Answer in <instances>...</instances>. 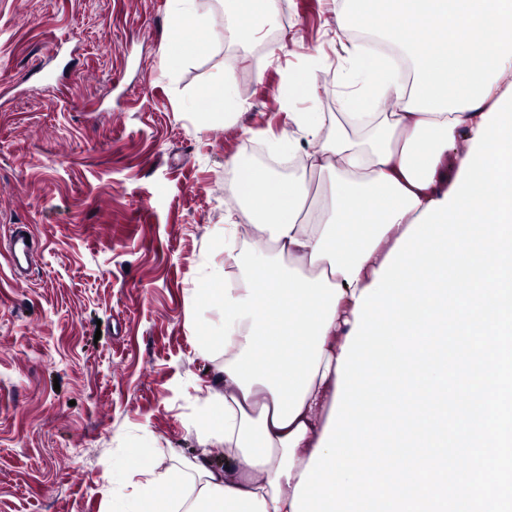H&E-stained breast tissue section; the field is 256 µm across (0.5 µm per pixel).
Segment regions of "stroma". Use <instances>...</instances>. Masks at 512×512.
<instances>
[{"mask_svg":"<svg viewBox=\"0 0 512 512\" xmlns=\"http://www.w3.org/2000/svg\"><path fill=\"white\" fill-rule=\"evenodd\" d=\"M194 6L187 40L210 49L169 64L171 0H0V225L39 242L27 284L0 257V512H111L129 449L166 467L224 452L193 420L219 366L194 327L221 318L194 293L211 268L242 277L224 255L241 221L226 162L313 152L294 113L330 133L345 90L334 0H278L242 42L225 41L220 0ZM305 71L313 88L292 95ZM228 73L247 105L229 123L192 106Z\"/></svg>","mask_w":512,"mask_h":512,"instance_id":"obj_1","label":"stroma"}]
</instances>
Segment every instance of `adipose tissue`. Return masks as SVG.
<instances>
[{
	"label": "adipose tissue",
	"mask_w": 512,
	"mask_h": 512,
	"mask_svg": "<svg viewBox=\"0 0 512 512\" xmlns=\"http://www.w3.org/2000/svg\"><path fill=\"white\" fill-rule=\"evenodd\" d=\"M193 2L173 0L165 33L172 56L210 48L206 36L184 44L200 21ZM275 8L276 0H230L225 40ZM355 20L409 54V78L362 77V50L349 35ZM336 28L346 36L343 77L354 85L348 110L326 138L317 120L295 119L319 141L311 167L327 175V193L260 166L236 169L225 188L271 254L249 264L236 288L213 269L195 297L224 303L222 333L195 331L201 351L224 358L209 418L197 427L204 440L223 442L224 465L201 456L163 469L156 449H131L112 479L145 481L134 496H113L112 512H294V489L333 408L356 299L414 220L455 185L461 165L448 153L458 130L477 133L512 80V0H341ZM379 96L393 97L394 111L357 112Z\"/></svg>",
	"instance_id": "ef3b65f1"
}]
</instances>
